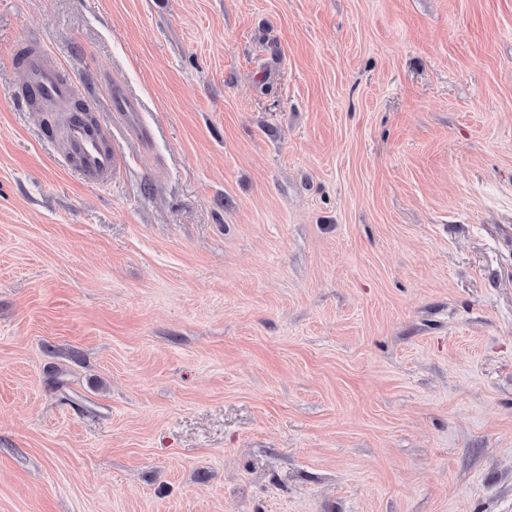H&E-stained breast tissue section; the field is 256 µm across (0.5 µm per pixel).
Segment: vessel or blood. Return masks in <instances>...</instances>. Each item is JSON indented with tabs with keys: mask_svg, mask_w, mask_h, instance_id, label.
<instances>
[{
	"mask_svg": "<svg viewBox=\"0 0 512 512\" xmlns=\"http://www.w3.org/2000/svg\"><path fill=\"white\" fill-rule=\"evenodd\" d=\"M25 79L41 95L42 103L47 109L69 108L76 87L63 70L49 60L43 50H32ZM111 106L113 112L127 121L134 120L139 110L137 100L129 96L120 83L112 87ZM64 149L67 157L77 159L78 168L84 177L98 185L110 182L120 164L119 155L105 148L100 126L89 122L67 120Z\"/></svg>",
	"mask_w": 512,
	"mask_h": 512,
	"instance_id": "vessel-or-blood-1",
	"label": "vessel or blood"
}]
</instances>
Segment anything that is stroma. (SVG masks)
Listing matches in <instances>:
<instances>
[{
  "mask_svg": "<svg viewBox=\"0 0 512 512\" xmlns=\"http://www.w3.org/2000/svg\"><path fill=\"white\" fill-rule=\"evenodd\" d=\"M0 512H512V0H0ZM25 79L30 87L42 96L43 105L50 110H67L74 98L76 87L41 49H33ZM112 111L120 118L128 122H134L136 113L139 112V104L136 99L129 96L121 83H115L111 90ZM64 149V157H75L84 177L97 185L110 182L120 164L119 155L103 145L101 127L89 122L66 121Z\"/></svg>",
  "mask_w": 512,
  "mask_h": 512,
  "instance_id": "obj_1",
  "label": "stroma"
}]
</instances>
